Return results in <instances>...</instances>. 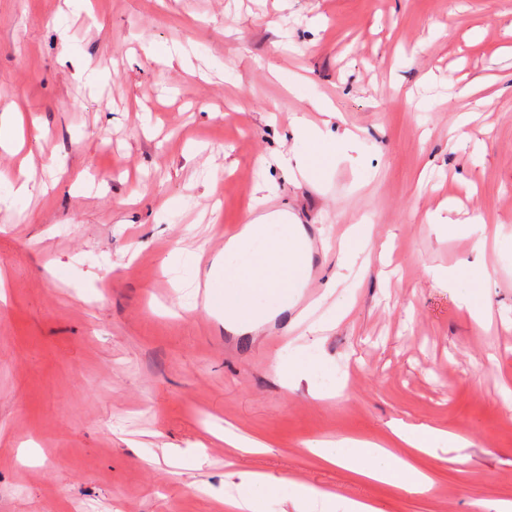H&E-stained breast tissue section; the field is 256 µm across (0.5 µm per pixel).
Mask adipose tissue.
<instances>
[{
	"label": "adipose tissue",
	"mask_w": 512,
	"mask_h": 512,
	"mask_svg": "<svg viewBox=\"0 0 512 512\" xmlns=\"http://www.w3.org/2000/svg\"><path fill=\"white\" fill-rule=\"evenodd\" d=\"M294 142L276 163L285 178L315 180L337 147H350L357 137L350 130L334 134L295 118ZM281 211L247 218L239 233L230 237L222 253L213 257L205 275L208 312L219 314L226 331L240 334L258 330L288 307L289 300L306 288L312 247L302 225L288 224ZM475 258L458 269L435 270L432 280L442 288H458L459 299L475 321H482L491 276L484 261V242L476 240ZM397 442L426 452L433 448H458L463 438L426 425L397 422L392 428ZM311 454L326 465H336L358 476L396 485L415 493L431 490L433 481L412 462L398 458L381 445L350 439L317 441ZM234 493L223 499L226 512H274L290 505L292 512H378L370 503L344 499L308 483H291L287 491L257 472H242Z\"/></svg>",
	"instance_id": "ef3b65f1"
}]
</instances>
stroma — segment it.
I'll return each mask as SVG.
<instances>
[{"instance_id":"35a3bbf8","label":"stroma","mask_w":512,"mask_h":512,"mask_svg":"<svg viewBox=\"0 0 512 512\" xmlns=\"http://www.w3.org/2000/svg\"><path fill=\"white\" fill-rule=\"evenodd\" d=\"M0 0V512H219L224 483L260 471L366 500L381 512H479L512 500V0ZM318 17L317 26L304 25ZM70 56H63V43ZM181 47L162 64L144 48ZM436 84L423 86L427 71ZM331 99L356 146L319 181L283 180L260 157ZM476 112L459 145L458 113ZM275 192L255 204L256 185ZM487 224L489 330L431 272L473 259L470 238L426 215L448 198ZM288 211L323 292L346 230L369 239L326 333L289 309L238 336L193 284L250 215ZM316 363L282 387L284 344ZM327 365H318L319 356ZM335 389L316 399L310 386ZM463 437L398 448L434 480L419 494L327 467L307 442L392 444L396 421ZM266 443L228 455L224 430ZM173 458L158 457L161 447Z\"/></svg>"}]
</instances>
